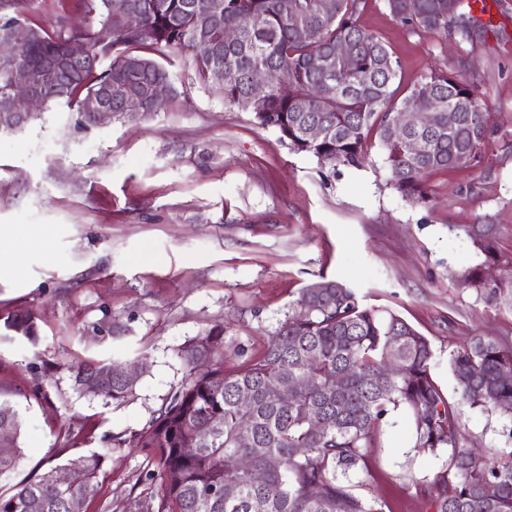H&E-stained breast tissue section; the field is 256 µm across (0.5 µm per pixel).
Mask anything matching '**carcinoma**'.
Instances as JSON below:
<instances>
[{
  "instance_id": "cac0c4a2",
  "label": "carcinoma",
  "mask_w": 512,
  "mask_h": 512,
  "mask_svg": "<svg viewBox=\"0 0 512 512\" xmlns=\"http://www.w3.org/2000/svg\"><path fill=\"white\" fill-rule=\"evenodd\" d=\"M366 0H336V12L323 11L320 0H211L208 10L197 0H122L142 18L138 29L124 26L117 8L106 0H73L91 22L84 32L89 55L76 63L79 76L54 75L44 88L47 108L66 105L81 111L85 98L112 71V112L123 113V87H140L144 107L136 119L158 111L151 88L171 81L170 71L152 52L190 50L199 77L219 84L224 104L250 112L297 153L334 169L358 168L366 160L370 137L386 151L388 182L413 203L431 202L424 178L437 171L477 166L488 137L487 113L473 86L442 70H433L399 97L394 88L399 61L378 38L356 24ZM394 18L445 35L457 22L468 28L472 0H458L457 17L448 18V0H387ZM16 22L35 37L11 56L0 58V105L12 72L43 57L59 54L73 37L61 28L49 33L16 10L0 16V35ZM237 38L224 41V29ZM344 45L347 54L336 53ZM141 67L132 70L128 62ZM264 73V83L256 75ZM288 85L291 95L280 94ZM463 100L464 108H455ZM422 101L434 112L428 129L393 136L390 126L401 108ZM453 122H448V108ZM316 128L320 135L308 131ZM424 150L410 149L414 138ZM486 261L498 258L496 228L473 224L465 229ZM459 285L493 300L512 288V266L489 282L480 265L464 269ZM3 330L30 342L38 337L32 311L9 314ZM232 340L221 325L187 341L180 349L186 366L182 387L138 433V443L154 450L157 467L143 481L158 487L140 500V512H385L386 502L358 489L372 477L368 449L391 412L402 408L412 419L414 447L448 449V465L430 483L434 512H512V451L471 448L460 431V405L512 417V349L478 338L449 352L460 402L443 395L431 369L430 340L388 309L363 305L356 292L338 281L301 288L285 320L266 337L263 350L224 370V350ZM116 364L80 368L76 383L88 396L123 402L138 382H128ZM306 384L293 397L280 390L288 378ZM250 395L249 407L239 395ZM318 416L324 429L311 419ZM11 430L0 446V477L13 472L22 457L23 422L8 401H0V428ZM193 446V452L184 446ZM105 455L93 452L50 466L0 493V512H82L101 490ZM65 470L59 484L51 474ZM264 473L254 480L253 472Z\"/></svg>"
}]
</instances>
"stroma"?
<instances>
[{
    "mask_svg": "<svg viewBox=\"0 0 512 512\" xmlns=\"http://www.w3.org/2000/svg\"><path fill=\"white\" fill-rule=\"evenodd\" d=\"M484 4L467 36L401 24L386 0L357 16L398 57L401 86L441 69L475 86L489 114L481 163L429 174L428 206L389 185L377 139L363 167L319 164L225 106L187 51L159 55L173 90L155 114L97 124L59 105L0 128V226L21 232L24 252L21 273L0 271V316L28 308L39 329L33 343L0 334V399L24 429V456L0 492L103 449L86 512H139L154 452L136 435L180 388L183 344L223 324L256 353L300 288L323 278L427 336L449 402L450 350L476 336L512 348V304L458 285L482 259L469 225H495L500 260L512 261V0ZM21 9L49 31L80 22L67 0ZM141 359L148 369L126 402L74 385L78 368ZM461 428L468 442L512 450V418L467 407ZM447 460V449L415 448L410 419L392 412L369 453L368 489L391 512H433L427 487Z\"/></svg>",
    "mask_w": 512,
    "mask_h": 512,
    "instance_id": "1",
    "label": "stroma"
}]
</instances>
